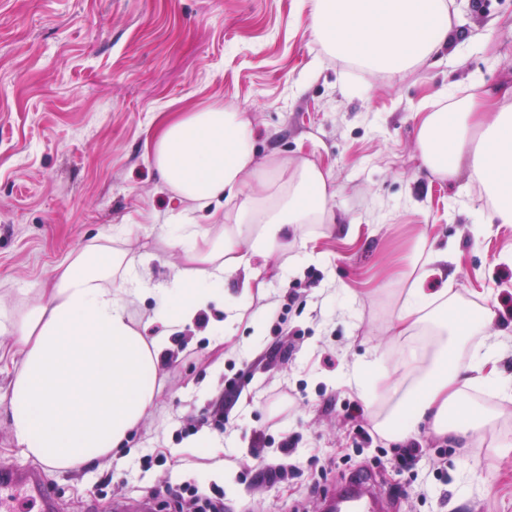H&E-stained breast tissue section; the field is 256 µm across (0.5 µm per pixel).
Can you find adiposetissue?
Instances as JSON below:
<instances>
[{
  "label": "adipose tissue",
  "mask_w": 512,
  "mask_h": 512,
  "mask_svg": "<svg viewBox=\"0 0 512 512\" xmlns=\"http://www.w3.org/2000/svg\"><path fill=\"white\" fill-rule=\"evenodd\" d=\"M310 23L327 50L372 70L399 72L448 44L449 0H311ZM507 91L453 102L420 119L416 150L441 179L467 173L500 223H512V103ZM148 146L161 186L190 211L207 212L208 227L176 225L168 242L180 264L153 286L144 261L99 238L55 267L46 302L18 323L10 358L14 375L7 412L21 452L42 464L77 469L110 457L148 415L170 336L193 325L216 300L224 279L241 274L243 294L264 289L256 261L274 263L283 238L323 224L337 190L313 162L255 160L254 129L243 112L210 106L163 122ZM266 187L246 193L248 180ZM444 250L429 251L392 329L416 335L437 323L440 341L392 411L377 417L386 436L405 440L422 424L440 434L481 436L492 415L476 411L466 386L499 379L497 346L483 340L495 318L487 306L452 314L448 289L427 292ZM160 306L147 333L129 311L137 298ZM469 356H462V349Z\"/></svg>",
  "instance_id": "ef3b65f1"
}]
</instances>
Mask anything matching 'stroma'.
Masks as SVG:
<instances>
[{"label":"stroma","mask_w":512,"mask_h":512,"mask_svg":"<svg viewBox=\"0 0 512 512\" xmlns=\"http://www.w3.org/2000/svg\"><path fill=\"white\" fill-rule=\"evenodd\" d=\"M311 0H0V352L20 317L41 302L55 266L123 228L154 283L178 252L166 222L184 209L163 191L146 144L159 123L211 105L248 113L258 160L308 159L337 194L331 221L288 238L264 296L224 282L194 326L171 336L149 415L121 457L47 468L59 512H179L168 486L220 496L224 512H325L351 476L367 478L388 512H512V393L466 387L495 412L471 439L425 429L410 468L400 440L373 412L396 399L408 354L423 335L394 336L402 296L388 280L408 270L427 231L448 249L447 278L461 306L501 310L512 295V224L467 175L437 178L416 151L418 115L512 84V0H455L448 48L396 74L325 54L308 27ZM241 317L207 335L221 306ZM374 401L348 378L371 357ZM0 372V467L34 468L12 440ZM223 452L196 447L200 435ZM284 481H271L270 468Z\"/></svg>","instance_id":"stroma-1"}]
</instances>
